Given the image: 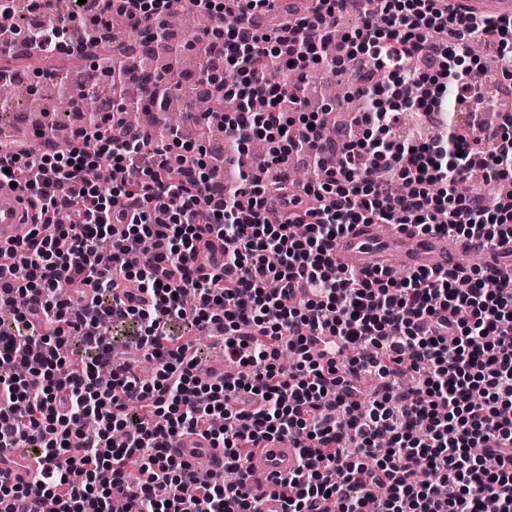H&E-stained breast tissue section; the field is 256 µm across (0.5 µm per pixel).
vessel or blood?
Masks as SVG:
<instances>
[{"instance_id": "b4317fda", "label": "vessel or blood", "mask_w": 512, "mask_h": 512, "mask_svg": "<svg viewBox=\"0 0 512 512\" xmlns=\"http://www.w3.org/2000/svg\"><path fill=\"white\" fill-rule=\"evenodd\" d=\"M13 190L0 185V246L10 238L24 235L31 229L34 213L25 204L14 201ZM476 245L470 241L456 242L441 234H414L391 224H356L338 237L333 253L338 264L358 269L400 268L414 273L447 264H465ZM172 455L203 464L215 471L224 469V451L197 434H186L170 447ZM297 452L291 441L266 443L252 461L254 482L268 485L273 480L292 472L297 466ZM40 457L23 450L0 452V472L23 475L37 470Z\"/></svg>"}]
</instances>
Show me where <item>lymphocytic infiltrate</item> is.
<instances>
[{"instance_id": "lymphocytic-infiltrate-1", "label": "lymphocytic infiltrate", "mask_w": 512, "mask_h": 512, "mask_svg": "<svg viewBox=\"0 0 512 512\" xmlns=\"http://www.w3.org/2000/svg\"><path fill=\"white\" fill-rule=\"evenodd\" d=\"M170 0H91L70 14L106 42L114 19L156 32ZM212 25L200 40L225 61L200 83L231 111L218 113L236 145L228 189L192 142L130 127L124 106L75 129L66 151L17 144L0 152V182L15 183L37 223L0 247V451L40 455L31 478L0 479V512H256L251 461L266 439L292 440L298 466L274 490L286 512H512V284L451 266L396 277L339 269L332 252L354 224L414 226L478 240L494 257L512 243V194L462 196L465 177L512 182V113L472 140L441 120L449 103L478 112L484 81L512 95V20L449 7L448 0H314L307 14L263 24L264 0H188ZM356 14L345 32L341 19ZM480 34L497 70L463 69ZM336 46L324 60L325 44ZM349 74L364 101L332 139L296 122L298 89L273 86L269 62ZM435 129L400 132L406 112ZM268 142L254 160L250 140ZM322 168L297 186L295 155ZM119 168L101 189L91 174ZM288 215L266 221L278 203ZM219 240L222 270L196 264ZM92 296L70 293L73 282ZM135 283L126 299L115 291ZM133 323L145 376L114 358L111 328ZM182 325L181 335L170 323ZM224 333V360L239 377L201 376L184 337ZM293 363L281 368L283 354ZM379 392L364 399V374ZM198 431L224 449L234 481L203 482L170 443Z\"/></svg>"}]
</instances>
